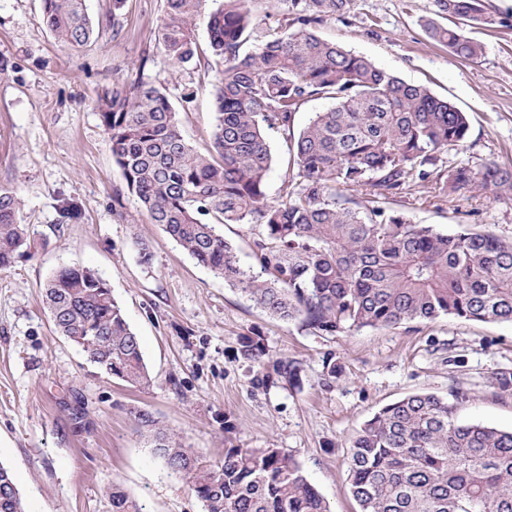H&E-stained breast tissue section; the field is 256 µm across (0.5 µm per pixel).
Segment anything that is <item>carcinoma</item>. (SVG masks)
I'll return each mask as SVG.
<instances>
[{
    "label": "carcinoma",
    "mask_w": 512,
    "mask_h": 512,
    "mask_svg": "<svg viewBox=\"0 0 512 512\" xmlns=\"http://www.w3.org/2000/svg\"><path fill=\"white\" fill-rule=\"evenodd\" d=\"M206 0H164L155 39L176 66L197 54L196 21ZM47 27L77 50L97 26L85 0H42ZM452 27L426 24L429 38L454 56L475 60L480 43L466 27L492 21L486 0H437ZM295 28L259 37L245 0H224L209 15L215 57L217 124L203 153L183 137L178 112L158 87L135 81L106 91L98 116L122 173L138 200L189 256L240 289L281 320L316 333L399 327L454 316L512 322V239L462 229L445 234L388 214L381 203L436 176L439 189L460 197L480 191L512 193V170L496 164L480 174L466 167L436 168L435 153L460 145L469 121L447 100L405 82L337 42L314 25L343 15L347 0H288ZM312 98L333 106L316 113L294 140L285 198L267 200L272 155L266 131L293 129ZM347 191L362 192L368 213L353 208ZM17 193L0 189V269L32 258L37 243L18 222ZM220 224H258L255 260L266 279L240 267ZM56 332L85 352L107 375L132 386L150 383L139 337L112 295L109 282L86 266L57 270L45 285ZM240 356L258 364L257 384L272 376L298 380V368L264 359L250 336ZM494 395L512 397V371L495 374ZM469 400L414 393L364 422L348 452L350 493L359 512H512V430L457 419ZM144 437L173 472L185 477L204 512H330L302 466L279 448H227L211 467L147 414ZM112 512H143L112 487ZM0 512H25L10 468L0 464Z\"/></svg>",
    "instance_id": "cac0c4a2"
}]
</instances>
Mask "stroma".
Listing matches in <instances>:
<instances>
[{"label": "stroma", "mask_w": 512, "mask_h": 512, "mask_svg": "<svg viewBox=\"0 0 512 512\" xmlns=\"http://www.w3.org/2000/svg\"><path fill=\"white\" fill-rule=\"evenodd\" d=\"M497 21L469 27L473 61L431 40L436 0H349L342 17L315 27L323 39L371 58L405 82L427 86L466 112L465 142L439 153L441 168L512 167V0H489ZM197 21L199 59L172 66L153 38L163 0H86L102 27L82 50L59 42L42 0H0V188L17 192L18 218L38 254L0 270V464L18 483L26 512H112L120 486L145 512H203L189 482L154 454L135 416L151 414L206 463L228 448L292 454L332 512H356L346 460L351 438L381 407L409 394L470 393L462 421L512 429V398L493 397L496 372L512 369V323L442 316L397 328L316 335L283 321L199 266L133 197L112 200L123 178L98 120L105 90L140 80L165 90L185 139L199 150L216 124V63L206 16ZM195 92L192 104L182 102ZM273 163L267 197L285 198L289 132L267 133ZM79 217L62 223L66 204ZM416 224L512 238V196L460 198L417 181L387 201ZM95 269L140 338L152 376L132 387L106 375L55 332L43 288L61 267ZM295 361L300 379L257 384V364L238 355L241 337ZM343 373L329 378L326 359Z\"/></svg>", "instance_id": "35a3bbf8"}]
</instances>
